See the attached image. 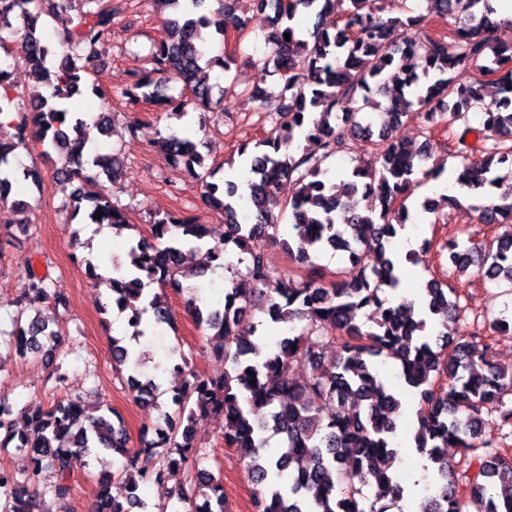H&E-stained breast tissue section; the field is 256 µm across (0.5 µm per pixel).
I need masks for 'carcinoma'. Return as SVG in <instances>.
I'll return each instance as SVG.
<instances>
[{"instance_id":"carcinoma-1","label":"carcinoma","mask_w":512,"mask_h":512,"mask_svg":"<svg viewBox=\"0 0 512 512\" xmlns=\"http://www.w3.org/2000/svg\"><path fill=\"white\" fill-rule=\"evenodd\" d=\"M156 2L172 14L123 96L133 104L171 106L179 118L189 105L203 114L215 111L225 88L209 84L206 70L217 65L229 75L236 59L210 55L202 30L224 36L232 0ZM336 2L256 0L257 10L272 12L271 50L248 58L253 81L236 75L231 86L241 87V96L276 113L281 123L251 154L240 149L244 182L207 180L196 171L204 157L194 142L174 131H155L152 146L185 168L204 207L223 218L224 240L212 241L208 226L195 216L156 213L149 220L150 237H132L123 254L112 256L120 280L106 284L120 293L116 304L129 311L132 328L127 338L112 337V369L130 367L131 387L149 404L157 402L160 386L139 371L143 353L130 342L146 335L141 323L150 310L156 324L173 326L164 295L171 287L189 293L187 308L198 329L219 339L212 355L224 362V372L202 375L175 365L184 380L170 399L173 414L155 428V439L136 450L123 425L94 414L78 399L20 410V434L11 406L0 399V431L17 440L25 462L21 481L0 472V512H46L39 492L44 470L55 472L52 492L64 502L74 490L76 462L109 453L124 462L99 476L96 512H149L140 487L162 479L167 470L186 474V486L177 493L184 512H226L220 479L202 466L199 440L203 423L216 414L224 416V444L246 460L248 480L256 486L255 512H390L404 493L395 471L399 449L392 442L404 407L378 370L391 358L400 359L398 374L416 392L413 441L430 463L422 512H467L474 498L487 512H512V453L487 431L490 421L512 428V365H496L489 356L490 335L512 314L505 309L484 323L480 338H455L448 335V322L460 319L462 308L448 284L435 277L424 281L419 307L406 298L391 305L384 297L400 287L391 244L407 228L406 200L447 164L445 158L434 159L430 137L416 148L397 139L409 112H418L426 133L446 116L448 126L462 127L463 136L472 131L471 116H480L484 156L478 163L460 159L452 173L466 198L477 200V223L512 217V183L504 188L495 175L497 165L512 164V66L494 44L496 10L492 0H426L427 10L448 22L446 37L427 30L423 16L409 8L384 17L377 0H349L338 17ZM302 15L311 20L312 49L292 26ZM44 16L66 33L61 53L34 29ZM113 24L105 0H0V49L6 36L20 37L28 46L21 63L32 78L20 88L9 71L0 70V113L15 112L8 124L0 123V215L28 208L11 196L19 180L41 188L38 169L21 165L16 153L37 142L68 159L57 175L70 219L83 213L87 223L109 225L118 235L135 230L119 200L121 150L106 157L84 155L78 146L86 117L67 107L83 93L102 102L112 99L90 76L95 47L112 34ZM457 68H471L480 78L458 85L449 76ZM273 71L280 72L283 86L271 98L260 80ZM489 75L497 76L502 97L488 103L482 78ZM172 82L185 98L164 93ZM68 125L78 141L69 138ZM299 137L318 140L323 153L294 150ZM354 141L371 146V153L361 165L340 172L341 196L325 162L349 151ZM100 177L112 189H87ZM287 181L296 185L290 199L281 196ZM451 205H461L460 198L441 194L419 202L437 222ZM268 243L280 244L290 262L307 272L272 270L264 255ZM359 248L377 253L378 262L352 261ZM326 251L347 254L351 266L327 277L316 263ZM447 251L449 269L512 288V237L488 246L468 233L448 240ZM231 252L243 255V268L234 272L238 281L218 299L197 304L198 286L185 281L225 267ZM52 285L46 276H30L28 291L15 301L11 329L0 328V359L59 351L60 334L42 317V305L51 300L65 308L69 299ZM255 306L263 318L245 336L238 324ZM269 321L286 325L285 336L264 350ZM313 334L336 346L338 360L325 362L322 349L308 344ZM275 436L278 447L270 452ZM450 446L458 449L459 460H448ZM143 454L159 466L138 467ZM113 478L127 488L123 503L107 491ZM366 486L373 497L363 493Z\"/></svg>"}]
</instances>
